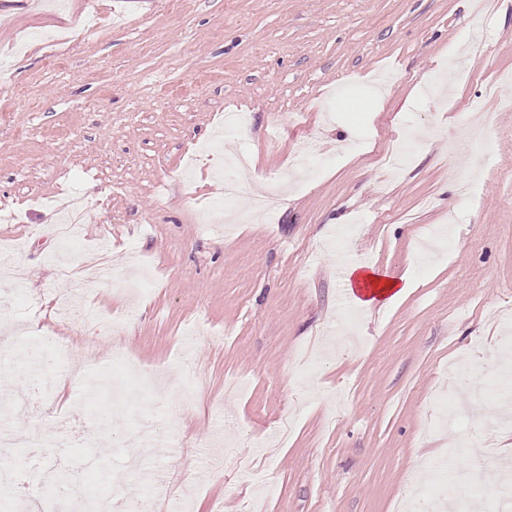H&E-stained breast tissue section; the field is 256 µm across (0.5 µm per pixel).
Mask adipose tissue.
<instances>
[{"label":"adipose tissue","mask_w":512,"mask_h":512,"mask_svg":"<svg viewBox=\"0 0 512 512\" xmlns=\"http://www.w3.org/2000/svg\"><path fill=\"white\" fill-rule=\"evenodd\" d=\"M343 277L349 301L362 309L387 306L411 285L408 277L397 278L385 269L361 262L351 263Z\"/></svg>","instance_id":"obj_1"}]
</instances>
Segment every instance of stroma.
Masks as SVG:
<instances>
[{"label":"stroma","instance_id":"obj_1","mask_svg":"<svg viewBox=\"0 0 512 512\" xmlns=\"http://www.w3.org/2000/svg\"><path fill=\"white\" fill-rule=\"evenodd\" d=\"M485 36L449 78L472 28ZM512 0H0V313L47 326L0 352V381L36 371L6 429L91 492L149 512H394L448 449L442 396L460 359L512 337ZM248 124L225 137V111ZM483 129L489 160L461 199L448 145ZM329 155L293 172L302 146ZM277 197L272 219L213 224L221 152ZM85 205L62 251L42 198ZM409 275L394 304L349 303L337 259ZM97 361L112 392L58 374ZM112 430L98 429L104 409ZM469 456L512 453V424L463 416Z\"/></svg>","mask_w":512,"mask_h":512}]
</instances>
